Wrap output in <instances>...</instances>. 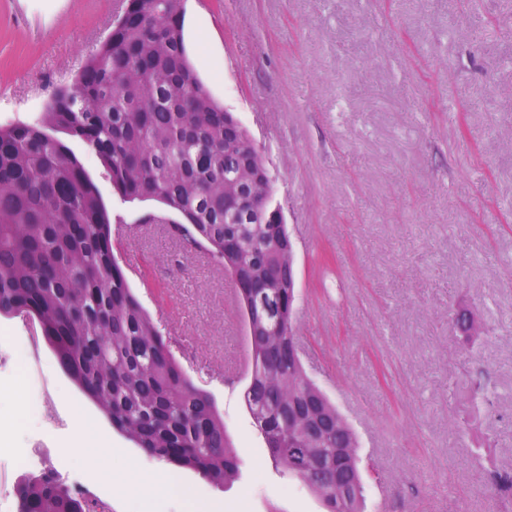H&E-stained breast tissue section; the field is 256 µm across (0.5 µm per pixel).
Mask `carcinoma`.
<instances>
[{
    "label": "carcinoma",
    "mask_w": 512,
    "mask_h": 512,
    "mask_svg": "<svg viewBox=\"0 0 512 512\" xmlns=\"http://www.w3.org/2000/svg\"><path fill=\"white\" fill-rule=\"evenodd\" d=\"M185 0H126L121 18L33 124L0 126V314L35 319L59 361L112 426L149 456L223 486L239 458L213 398L177 364L112 252L111 218L94 182L50 131L91 148L125 202L180 215L171 230L249 285L243 313L271 299L279 320L250 337L244 393L276 469L336 512V472L356 480L346 512H363L357 437L294 356L296 289L271 177L241 123L212 97L184 39ZM243 192L226 197L230 178ZM264 209V221L242 216ZM18 512H96L50 472L27 478Z\"/></svg>",
    "instance_id": "1"
}]
</instances>
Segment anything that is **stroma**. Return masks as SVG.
Listing matches in <instances>:
<instances>
[{"label":"stroma","instance_id":"obj_1","mask_svg":"<svg viewBox=\"0 0 512 512\" xmlns=\"http://www.w3.org/2000/svg\"><path fill=\"white\" fill-rule=\"evenodd\" d=\"M124 0H0V125L37 122ZM185 41L212 97L275 178L294 243L295 333L308 376L355 428L365 512H512V0H187ZM112 216L128 284L186 376L209 392L241 459L216 487L113 428L46 339L34 379L0 373L10 446L54 437L41 468L92 475L111 512H138L112 475L143 457L152 512H324L272 465L225 368L245 329L233 285L172 235L160 204L121 201L94 152L63 136ZM485 387L494 410L475 404ZM45 389L41 419L28 405ZM108 451L74 449L75 416Z\"/></svg>","mask_w":512,"mask_h":512}]
</instances>
